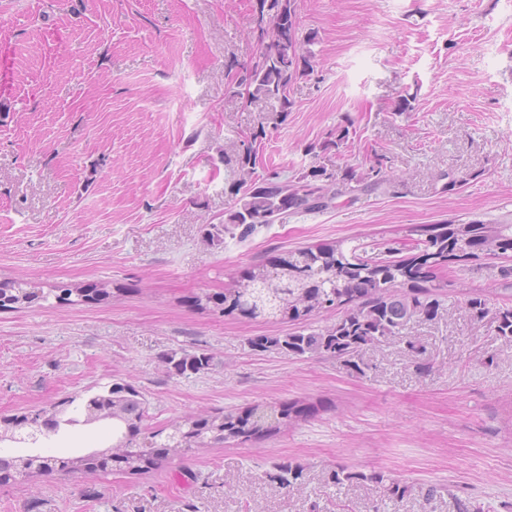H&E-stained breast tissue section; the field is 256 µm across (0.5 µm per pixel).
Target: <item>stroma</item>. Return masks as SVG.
<instances>
[{
    "label": "stroma",
    "mask_w": 512,
    "mask_h": 512,
    "mask_svg": "<svg viewBox=\"0 0 512 512\" xmlns=\"http://www.w3.org/2000/svg\"><path fill=\"white\" fill-rule=\"evenodd\" d=\"M256 3L0 0V283L109 292L0 310V419L115 383L143 399L144 439L254 404L302 401L314 415L244 445L203 441L139 474L1 482L0 512H457L460 497L512 512V341L466 310L474 293L493 309L512 304L493 274L512 253L439 269L450 313L412 326L423 355L393 339L359 372L256 349L251 338L295 323L227 316L219 303L294 248L347 240L404 259L421 225L512 214V0H298L313 71L290 84L286 112L275 99L244 102L226 74L228 60L257 56ZM258 132L257 178L379 160L394 181L209 242ZM186 352L212 362L178 373L170 358ZM111 444L105 421L9 453L67 458ZM283 462L303 473L276 489L268 474ZM339 464L449 491L396 502L372 483H325Z\"/></svg>",
    "instance_id": "35a3bbf8"
}]
</instances>
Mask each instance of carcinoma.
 Segmentation results:
<instances>
[{"mask_svg": "<svg viewBox=\"0 0 512 512\" xmlns=\"http://www.w3.org/2000/svg\"><path fill=\"white\" fill-rule=\"evenodd\" d=\"M297 8V0H258V55L252 64L241 66L249 98H276L283 112L290 108L288 86L312 71L297 39ZM239 165L240 178L234 192L241 197L237 210L224 225V234L242 239L259 227L286 222L293 213L324 210L345 191L377 189L393 181L379 165L370 166L365 174L347 166L338 172L315 168L310 176L291 182L259 180L254 177L255 161L250 147L246 148ZM423 235L422 254L407 260L391 258L394 249L390 247L375 254L371 261L362 259L365 248L360 245L347 250L340 243L296 249L269 268L257 266L239 287L225 289L221 299L224 313L298 321L315 312L346 305L345 314L330 326L317 329L304 326L282 338L257 336L252 339V345L259 349H285L299 356L334 358L358 372L362 371L366 348L391 339L404 342L408 355L416 358L423 354V349L405 334L408 326L438 320L445 311L436 297L438 286H422L431 281L434 269L452 259L471 257L467 251L469 246L489 254L512 252V224L472 220L466 224L430 225L423 227ZM38 298L35 291H26L20 297L12 293L11 288L0 286V308L9 309ZM466 306L473 320L490 319L498 335L512 340V307L492 311L486 299L477 293L467 299ZM210 363L211 357L205 353H185L174 361V367L182 374L196 373ZM304 411L305 408L296 403H274L257 404L238 414H218L216 418L224 421V435L215 442H246L277 432L285 422ZM78 424L89 426L91 422L71 417L65 410L58 421L45 425V430L56 434L64 426ZM207 424L206 419L185 421L183 441L173 438L166 447L190 450L198 435L207 430ZM112 429L116 444L128 449L126 458H115L126 470L137 473L163 464V456L148 450L146 445L133 444L137 424L129 426L118 417L112 419ZM55 463L59 471L72 472L94 468L103 461L83 455L59 458ZM0 467L6 472L13 470L21 477L52 471L48 459L42 455L0 456ZM301 473V466L282 463L275 466L268 477L272 483L286 489L297 482ZM324 481L336 486L370 481L391 501L402 500L413 492V486L382 472L367 474L344 465L326 471Z\"/></svg>", "mask_w": 512, "mask_h": 512, "instance_id": "carcinoma-1", "label": "carcinoma"}]
</instances>
